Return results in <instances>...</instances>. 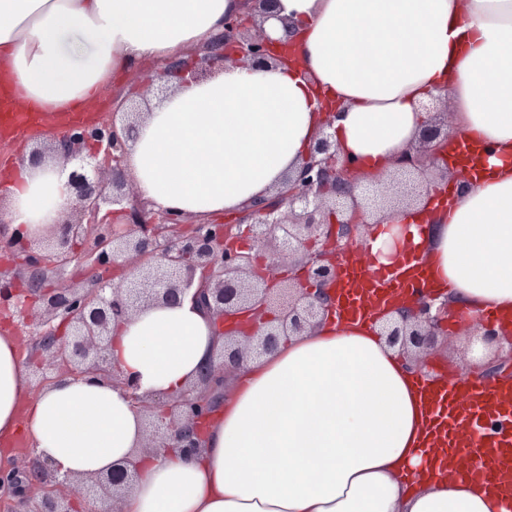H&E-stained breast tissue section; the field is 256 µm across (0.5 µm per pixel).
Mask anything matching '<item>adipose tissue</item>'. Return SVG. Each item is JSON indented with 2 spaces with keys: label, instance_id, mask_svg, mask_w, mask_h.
<instances>
[{
  "label": "adipose tissue",
  "instance_id": "1",
  "mask_svg": "<svg viewBox=\"0 0 512 512\" xmlns=\"http://www.w3.org/2000/svg\"><path fill=\"white\" fill-rule=\"evenodd\" d=\"M238 0H0V84L54 116L93 102L114 71L186 53ZM264 29L295 30L300 67L231 65L176 85L129 153L155 208L206 218L267 196L308 151L328 101L336 147L363 173L389 167L447 97L474 178L446 209L395 212L357 250L394 272H431L438 299L472 323L512 312V0H278ZM9 234H49L69 199L60 165L11 172ZM376 317L327 313L231 378L201 453L143 454L126 512H507L452 474L436 448L417 372L378 335ZM217 346L191 301L158 304L112 327L110 360L153 398L194 382ZM26 419L34 453L63 473L107 471L138 451L141 415L121 386L61 378L32 393L14 336L0 333V438ZM477 464L482 453H463Z\"/></svg>",
  "mask_w": 512,
  "mask_h": 512
}]
</instances>
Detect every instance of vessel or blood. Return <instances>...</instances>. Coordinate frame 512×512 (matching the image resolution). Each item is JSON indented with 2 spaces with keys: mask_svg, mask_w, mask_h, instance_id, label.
Instances as JSON below:
<instances>
[{
  "mask_svg": "<svg viewBox=\"0 0 512 512\" xmlns=\"http://www.w3.org/2000/svg\"><path fill=\"white\" fill-rule=\"evenodd\" d=\"M427 281V275L419 270L408 276L379 273L347 261V294L340 312L347 317H366L369 311L364 290L376 289L391 296L401 294L406 286ZM417 386L451 434H462V447L483 449V460L470 470V477L494 489L512 491V386L478 389L465 382L433 385L424 377L418 379Z\"/></svg>",
  "mask_w": 512,
  "mask_h": 512,
  "instance_id": "vessel-or-blood-1",
  "label": "vessel or blood"
}]
</instances>
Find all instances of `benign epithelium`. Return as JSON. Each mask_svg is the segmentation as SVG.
Returning a JSON list of instances; mask_svg holds the SVG:
<instances>
[{"instance_id":"obj_1","label":"benign epithelium","mask_w":512,"mask_h":512,"mask_svg":"<svg viewBox=\"0 0 512 512\" xmlns=\"http://www.w3.org/2000/svg\"><path fill=\"white\" fill-rule=\"evenodd\" d=\"M277 0H243L224 18L222 30L186 56L161 61L156 75L112 92L110 118L72 126L59 138L36 140L34 166L57 159L68 170L72 198L58 221L59 232L38 238L16 257L19 276L0 272V309L16 310L37 323L36 389L63 376L92 377L119 384L140 410L145 448L193 455L203 447L206 423L219 409L230 370L276 350L290 336L312 329L336 306L328 291L336 265L356 246V231L388 210L417 207L448 187V99L423 106L429 120L416 145L399 154L385 179L358 189L356 176L338 158L332 133L336 110L326 120L309 155L282 186L229 217L190 221V215L154 210L129 190V150L148 114L147 94L158 100L172 82L203 81L228 64L259 69L284 63L294 36L272 39L263 29ZM114 213L124 222L115 224ZM90 261L96 270L86 286L67 284L58 272ZM191 298L234 332L222 330V345L180 395L155 400L139 383L120 377L108 358L112 325L153 304ZM447 304L421 294L380 324L387 344L416 361L434 348ZM512 368V347L486 366L489 374ZM139 458L131 456L96 476L73 479L30 455L0 462V512H72L67 488L77 485L89 505L129 494Z\"/></svg>"}]
</instances>
